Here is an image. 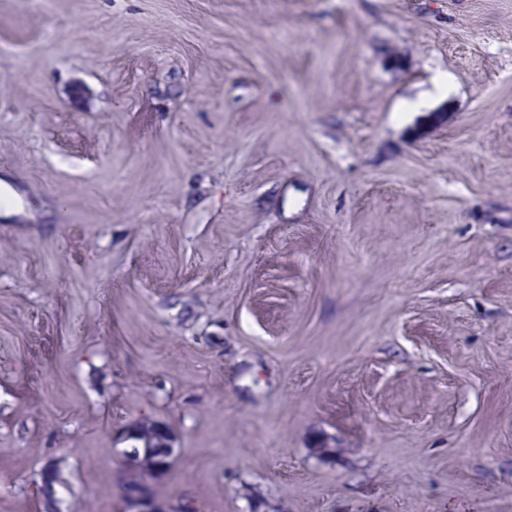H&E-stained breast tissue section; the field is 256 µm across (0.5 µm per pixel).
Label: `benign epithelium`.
<instances>
[{"instance_id": "benign-epithelium-1", "label": "benign epithelium", "mask_w": 512, "mask_h": 512, "mask_svg": "<svg viewBox=\"0 0 512 512\" xmlns=\"http://www.w3.org/2000/svg\"><path fill=\"white\" fill-rule=\"evenodd\" d=\"M123 439L134 443L137 450L123 457L124 477L121 488L127 512H165L154 492L152 482L158 480L164 470L154 466L155 452L169 454L167 464L175 455V436L166 426L154 422H139L127 428Z\"/></svg>"}]
</instances>
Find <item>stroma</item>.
I'll return each mask as SVG.
<instances>
[{"label":"stroma","instance_id":"35a3bbf8","mask_svg":"<svg viewBox=\"0 0 512 512\" xmlns=\"http://www.w3.org/2000/svg\"><path fill=\"white\" fill-rule=\"evenodd\" d=\"M144 418L165 512H512V0H0V512Z\"/></svg>","mask_w":512,"mask_h":512}]
</instances>
